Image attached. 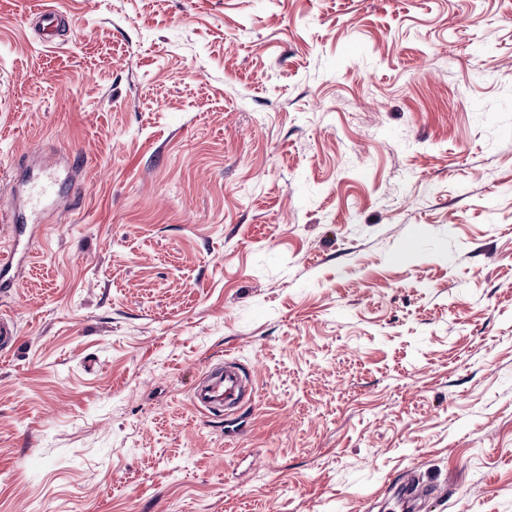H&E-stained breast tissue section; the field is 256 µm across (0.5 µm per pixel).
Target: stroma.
Instances as JSON below:
<instances>
[{
    "label": "stroma",
    "mask_w": 512,
    "mask_h": 512,
    "mask_svg": "<svg viewBox=\"0 0 512 512\" xmlns=\"http://www.w3.org/2000/svg\"><path fill=\"white\" fill-rule=\"evenodd\" d=\"M36 146L0 512H512V0H0V255ZM252 378L236 362L224 361L199 380L194 388L197 408L210 416H223L241 402L242 392L252 386Z\"/></svg>",
    "instance_id": "35a3bbf8"
}]
</instances>
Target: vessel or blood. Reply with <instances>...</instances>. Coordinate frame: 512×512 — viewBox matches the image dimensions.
I'll return each mask as SVG.
<instances>
[{
	"label": "vessel or blood",
	"mask_w": 512,
	"mask_h": 512,
	"mask_svg": "<svg viewBox=\"0 0 512 512\" xmlns=\"http://www.w3.org/2000/svg\"><path fill=\"white\" fill-rule=\"evenodd\" d=\"M60 181V170L51 167L40 169L37 178L24 191L21 206L12 218L15 236L24 235V225L30 213L45 212L57 206V187ZM29 259L27 251L19 247L0 258V289L7 291L12 288L14 280L9 276L10 270L13 265L27 263ZM251 385L249 373L238 363L228 361L199 380L194 388V401L201 412L220 416L238 406L243 391Z\"/></svg>",
	"instance_id": "1"
}]
</instances>
